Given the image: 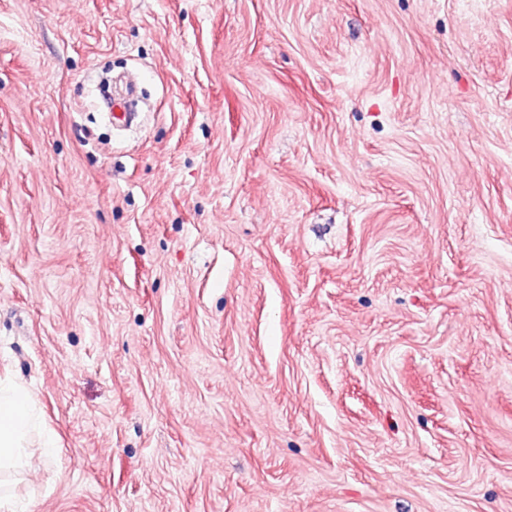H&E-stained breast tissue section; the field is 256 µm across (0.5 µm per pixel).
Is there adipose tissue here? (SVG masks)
<instances>
[{
  "label": "adipose tissue",
  "instance_id": "adipose-tissue-1",
  "mask_svg": "<svg viewBox=\"0 0 512 512\" xmlns=\"http://www.w3.org/2000/svg\"><path fill=\"white\" fill-rule=\"evenodd\" d=\"M34 442L44 457L56 451L29 390L10 375H0V512H15L14 495L6 477L28 467L27 450Z\"/></svg>",
  "mask_w": 512,
  "mask_h": 512
}]
</instances>
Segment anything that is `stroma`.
<instances>
[{
  "label": "stroma",
  "instance_id": "1",
  "mask_svg": "<svg viewBox=\"0 0 512 512\" xmlns=\"http://www.w3.org/2000/svg\"><path fill=\"white\" fill-rule=\"evenodd\" d=\"M3 371L21 512H512V0H0ZM39 435L41 454L49 458L57 448L40 422L30 391L10 375H0V510L15 512L14 494L2 476L17 473L30 464L27 448Z\"/></svg>",
  "mask_w": 512,
  "mask_h": 512
}]
</instances>
